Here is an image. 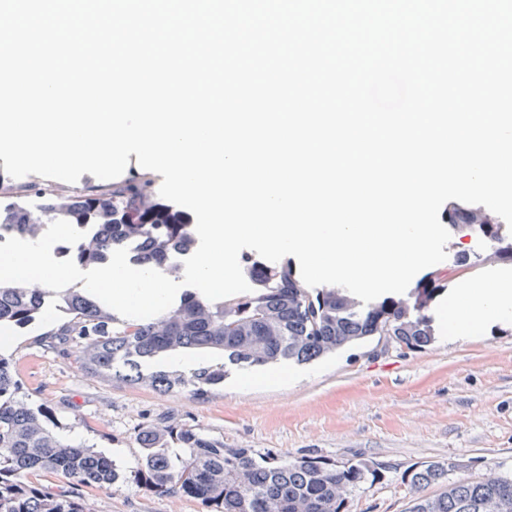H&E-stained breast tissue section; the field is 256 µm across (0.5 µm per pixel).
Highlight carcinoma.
<instances>
[{
  "instance_id": "obj_1",
  "label": "carcinoma",
  "mask_w": 512,
  "mask_h": 512,
  "mask_svg": "<svg viewBox=\"0 0 512 512\" xmlns=\"http://www.w3.org/2000/svg\"><path fill=\"white\" fill-rule=\"evenodd\" d=\"M38 203L31 204L30 197ZM149 181L96 186L81 195L56 184L34 181L23 196L0 200V242L10 237L36 239L59 219L78 229L95 228L89 239L62 246L57 254L85 267L110 261L125 248L128 263H153L169 273L174 254L189 253L195 238L189 224L139 223L152 207ZM254 291L210 301L188 290L180 302L146 319L122 318L96 301L79 283L59 292L33 284L0 283V331L36 321L54 308L69 316L46 338L72 344L78 361L96 374L159 392L192 388L198 395L224 383V367L265 366L282 361L306 363L347 344L387 330L408 349L432 341V318L411 302H430L440 292L429 275L405 298H386L366 309L337 288L309 289L293 266L254 262L246 269ZM205 349L224 361L206 364L186 376L177 370L142 372V366L177 350ZM10 361L0 356V512H87L81 488L106 487L119 477L113 460L93 448L53 433L42 410L19 397ZM136 438L142 456L129 479L159 495L197 499L214 512H342L345 492L373 473L364 462L338 467L318 457H253L244 448H226L192 428L145 427ZM38 471L71 479L67 490L28 481ZM449 468L426 464L413 470L415 488L441 484L435 497H417L409 512H488L492 498L512 502V478L489 475L448 481Z\"/></svg>"
}]
</instances>
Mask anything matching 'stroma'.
Listing matches in <instances>:
<instances>
[{
	"instance_id": "stroma-1",
	"label": "stroma",
	"mask_w": 512,
	"mask_h": 512,
	"mask_svg": "<svg viewBox=\"0 0 512 512\" xmlns=\"http://www.w3.org/2000/svg\"><path fill=\"white\" fill-rule=\"evenodd\" d=\"M497 242L451 231L447 258L437 264L443 294L428 310L434 340L418 349L382 347L370 337L303 364L227 366L223 385L204 395L159 393L91 373L74 355L50 349L44 336L56 312L12 329L0 349L11 359L29 406L49 414V426L104 453L121 467L142 455L138 428L179 425L244 448L253 456H317L364 460L373 476L346 494L343 512H407L412 470L454 463L449 480L488 473L512 477V325L451 337L442 324L460 276L512 274ZM89 512H211L200 501L158 496L128 479L85 491Z\"/></svg>"
}]
</instances>
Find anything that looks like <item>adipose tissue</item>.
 <instances>
[{"instance_id":"adipose-tissue-1","label":"adipose tissue","mask_w":512,"mask_h":512,"mask_svg":"<svg viewBox=\"0 0 512 512\" xmlns=\"http://www.w3.org/2000/svg\"><path fill=\"white\" fill-rule=\"evenodd\" d=\"M457 293L464 301L456 316L462 333L474 334L490 321L512 318V289L504 284L468 276L459 280Z\"/></svg>"}]
</instances>
